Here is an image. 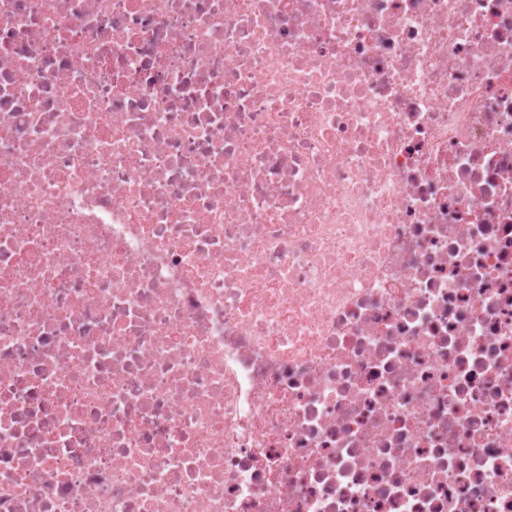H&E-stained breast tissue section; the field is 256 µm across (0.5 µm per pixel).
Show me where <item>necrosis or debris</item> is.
I'll use <instances>...</instances> for the list:
<instances>
[{"label":"necrosis or debris","instance_id":"necrosis-or-debris-1","mask_svg":"<svg viewBox=\"0 0 512 512\" xmlns=\"http://www.w3.org/2000/svg\"><path fill=\"white\" fill-rule=\"evenodd\" d=\"M0 512H512V0H0Z\"/></svg>","mask_w":512,"mask_h":512}]
</instances>
